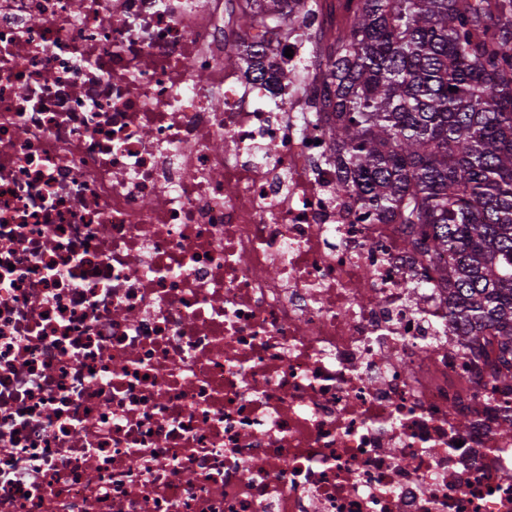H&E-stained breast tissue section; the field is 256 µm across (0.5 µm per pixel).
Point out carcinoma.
<instances>
[{
    "mask_svg": "<svg viewBox=\"0 0 512 512\" xmlns=\"http://www.w3.org/2000/svg\"><path fill=\"white\" fill-rule=\"evenodd\" d=\"M242 35L312 0H247ZM319 111L337 187L401 226L448 290V329L493 382L512 386V0H346Z\"/></svg>",
    "mask_w": 512,
    "mask_h": 512,
    "instance_id": "obj_1",
    "label": "carcinoma"
}]
</instances>
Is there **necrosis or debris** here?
<instances>
[{"label": "necrosis or debris", "instance_id": "1", "mask_svg": "<svg viewBox=\"0 0 512 512\" xmlns=\"http://www.w3.org/2000/svg\"><path fill=\"white\" fill-rule=\"evenodd\" d=\"M242 7L0 0V512H512V391L311 120L343 0L259 74Z\"/></svg>", "mask_w": 512, "mask_h": 512}]
</instances>
